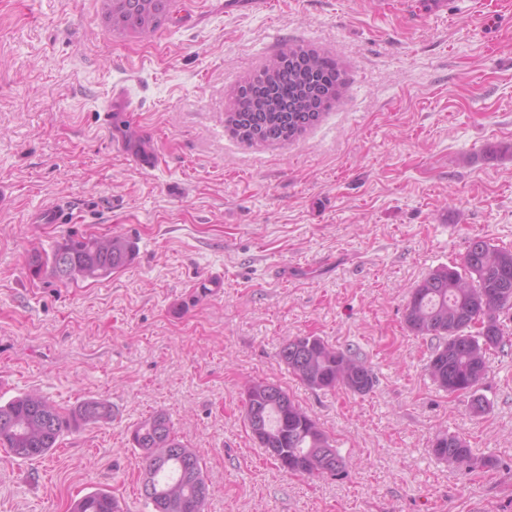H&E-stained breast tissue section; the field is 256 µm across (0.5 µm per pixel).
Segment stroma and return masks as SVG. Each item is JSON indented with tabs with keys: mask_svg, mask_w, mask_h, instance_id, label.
Returning a JSON list of instances; mask_svg holds the SVG:
<instances>
[{
	"mask_svg": "<svg viewBox=\"0 0 512 512\" xmlns=\"http://www.w3.org/2000/svg\"><path fill=\"white\" fill-rule=\"evenodd\" d=\"M225 2L171 0L158 30L118 34L102 0H0V403L36 390L114 409L45 457L0 448V512H69L95 490L151 512L128 439L157 410L205 462L204 512H512V348L489 352L477 415L432 383L433 343L404 322L408 289L469 238L512 247V0L441 15L418 0ZM288 42L336 59L345 93L294 141L242 142L231 94ZM117 88L137 106L120 125ZM54 202L72 223H39ZM111 232L138 249L112 278L28 270L68 234ZM310 335L357 347L373 391L299 383L278 352ZM258 379L335 440L344 474H290L259 447L244 420ZM444 432L497 467L437 461Z\"/></svg>",
	"mask_w": 512,
	"mask_h": 512,
	"instance_id": "stroma-1",
	"label": "stroma"
}]
</instances>
